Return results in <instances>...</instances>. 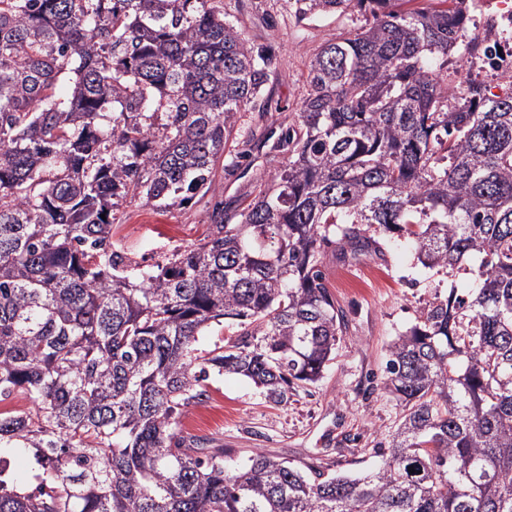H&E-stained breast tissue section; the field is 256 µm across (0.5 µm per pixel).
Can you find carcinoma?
Returning a JSON list of instances; mask_svg holds the SVG:
<instances>
[{"label": "carcinoma", "mask_w": 512, "mask_h": 512, "mask_svg": "<svg viewBox=\"0 0 512 512\" xmlns=\"http://www.w3.org/2000/svg\"><path fill=\"white\" fill-rule=\"evenodd\" d=\"M396 2L289 0L372 22L313 56L252 202L140 266L113 249L119 207L207 195L274 55L222 0H0V402L32 404L0 411V461L37 465L30 492L0 470V512H512V93L437 64L471 51L468 0ZM394 234L425 269L480 264L390 344L401 415L377 464L197 455L181 418L210 373L279 404L316 384L346 329L326 252ZM223 320L236 338L198 348Z\"/></svg>", "instance_id": "carcinoma-1"}]
</instances>
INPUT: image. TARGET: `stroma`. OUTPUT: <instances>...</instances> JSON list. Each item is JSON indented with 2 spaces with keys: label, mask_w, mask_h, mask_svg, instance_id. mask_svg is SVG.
<instances>
[{
  "label": "stroma",
  "mask_w": 512,
  "mask_h": 512,
  "mask_svg": "<svg viewBox=\"0 0 512 512\" xmlns=\"http://www.w3.org/2000/svg\"><path fill=\"white\" fill-rule=\"evenodd\" d=\"M224 11L250 42L270 47L274 54L261 104L247 108L228 149L235 161L218 167L213 189L205 197L167 211L135 203L121 207L112 243L132 262L155 264L173 250L197 244L215 202H223L228 214L249 203L284 161L283 155L269 153L265 143L293 123L308 90L313 54L370 21L358 13L301 21L286 0H224ZM447 69L458 89L475 81L491 94L506 90L481 68L475 54L449 56ZM478 265L473 257L463 269L436 273L417 264L393 240L380 256L340 261L327 254L321 270L346 315V333L321 381L298 389L288 404L278 406L245 379L210 374L209 397L183 417L184 431L213 440L239 460L262 451L328 474L363 473L373 462L375 449L387 447L399 418L396 401L381 388L390 342L415 323L434 295L468 286Z\"/></svg>",
  "instance_id": "stroma-1"
}]
</instances>
